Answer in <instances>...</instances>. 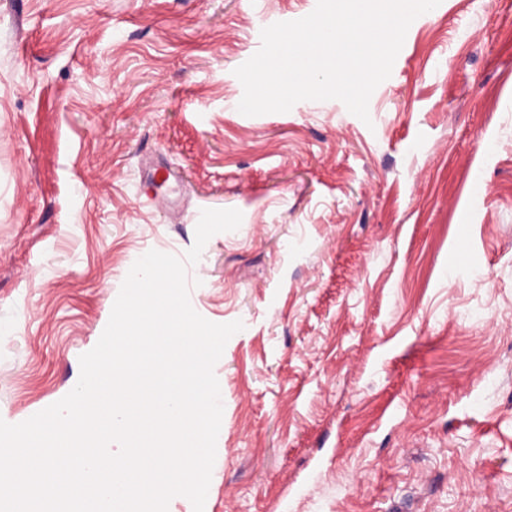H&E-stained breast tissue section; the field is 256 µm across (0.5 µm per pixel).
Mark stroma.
I'll list each match as a JSON object with an SVG mask.
<instances>
[{"label": "stroma", "mask_w": 512, "mask_h": 512, "mask_svg": "<svg viewBox=\"0 0 512 512\" xmlns=\"http://www.w3.org/2000/svg\"><path fill=\"white\" fill-rule=\"evenodd\" d=\"M316 0H0V419L67 395L133 263L241 321L204 512H512V0L409 27L370 123L241 114ZM167 170L164 181L147 172Z\"/></svg>", "instance_id": "35a3bbf8"}]
</instances>
